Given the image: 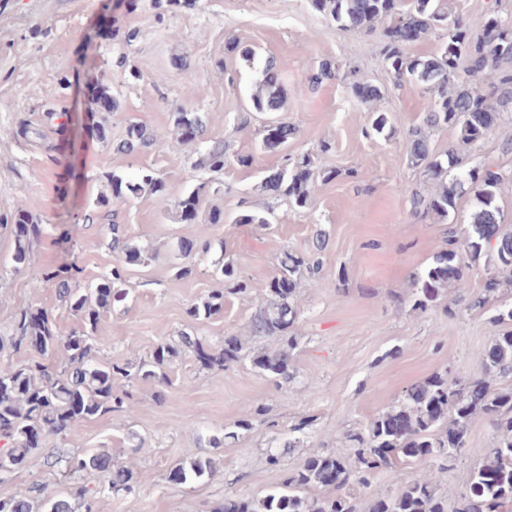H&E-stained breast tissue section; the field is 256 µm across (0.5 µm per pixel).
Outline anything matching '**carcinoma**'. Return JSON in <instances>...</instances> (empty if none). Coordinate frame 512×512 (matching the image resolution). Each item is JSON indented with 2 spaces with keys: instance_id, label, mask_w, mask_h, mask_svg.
Wrapping results in <instances>:
<instances>
[{
  "instance_id": "cac0c4a2",
  "label": "carcinoma",
  "mask_w": 512,
  "mask_h": 512,
  "mask_svg": "<svg viewBox=\"0 0 512 512\" xmlns=\"http://www.w3.org/2000/svg\"><path fill=\"white\" fill-rule=\"evenodd\" d=\"M312 7L338 26L373 32L382 25L381 54L397 83L413 82L431 95L429 109L419 125L408 131L406 150L415 167L423 168L435 183L436 191L424 197L410 196V209L416 216H436L446 220L457 211L458 201L475 192L477 205L470 223L448 226V247L433 256L430 264L415 275L409 292L412 308L422 313L437 302L441 289L455 286L466 308L482 309L505 285H512V226L503 223L497 204V191L508 175L500 169L475 165L461 170L463 158L451 148L441 155L433 152L428 133L451 127L459 143L471 145L492 133L499 125L500 108L512 105V18H503L492 8L479 16L450 17L447 0H310ZM437 34L439 44L428 56H412L411 43ZM491 79L484 88L477 83ZM362 103L381 98V89L365 82L351 84ZM258 113H275L284 106V89L273 61H264L261 79L251 96ZM173 127L186 143L207 138L209 118L205 112L179 109L172 113ZM297 126L275 119L264 127L263 150L283 153L284 165L262 180L271 195L286 196L297 207L311 203V184L317 177L326 182L336 179L335 169L317 171L310 155L288 154ZM157 134L144 124H129L126 138L114 145L121 154L161 147ZM224 141L209 140L205 165L217 172L224 169ZM111 194L96 200V206L117 214L130 198L149 192L165 200L167 184L152 171L131 182L114 173ZM204 186L193 188L178 201L183 220L196 217L202 207ZM0 223L13 226V261L24 264L40 235L31 215L0 211ZM109 246L120 263L96 285L78 284L82 269L75 265L46 267L34 274L36 284L53 283L62 305L79 317L80 329L59 335L53 315L43 309H24L15 318L10 336L14 352L28 354L27 363L0 368V475L25 466L30 451L44 435H63L80 421L115 411L131 413L135 406L132 387L138 381L157 384L155 399H165L169 386L164 366L184 353L196 355L209 369L224 370L239 359L242 344L238 338L211 346L189 332L180 333L178 343L159 345L152 361H101L94 332L101 316L124 304L127 265L152 261L148 253L131 246L124 225H109ZM328 244L327 233H316L312 253L302 256L284 251L279 267L265 287V299L251 319L254 336L276 340L277 348L253 357L254 366L273 377L290 379V360L298 345L292 332L298 317L297 293L303 281L315 284L321 279V254ZM179 255L185 259L206 254L210 244L179 240ZM483 267L482 288L467 292L468 273ZM220 274L232 282L233 293H244L249 284L238 278L233 266L223 264ZM224 306V292L216 291L196 304L187 314L193 320L207 319ZM490 321L503 327L482 353L483 375L469 381L448 371L406 389L396 404L374 418L363 431L347 435L353 453L308 454L300 470L286 478L278 489L258 500L227 497L217 512H499L512 502V304L503 303ZM477 415L489 420L492 439L485 459L476 467L462 491L450 498L438 486L436 472L451 467L458 451L467 444L469 428ZM74 472L96 471L98 485L90 489L77 485L58 491L48 484H37L9 498H0V512H32L31 499L37 495L45 512H72L71 501L93 494L130 492L137 483L134 473L124 467L112 468L108 452L89 453L68 460ZM431 463L409 480L397 483L395 492L378 497L361 509L358 493L378 472L393 467L408 469ZM217 473L210 458H199L178 465L170 478L178 484L199 481ZM334 493L319 496L318 488Z\"/></svg>"
}]
</instances>
